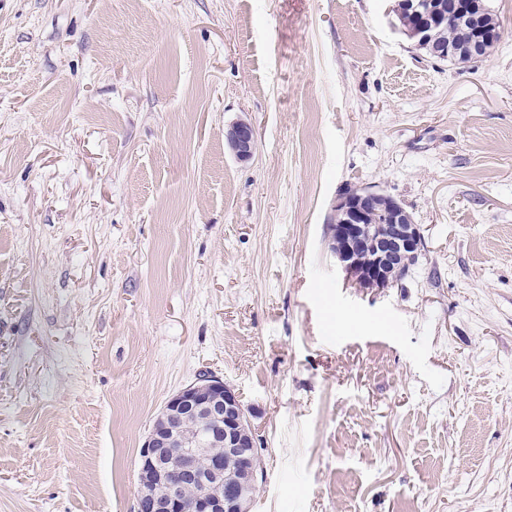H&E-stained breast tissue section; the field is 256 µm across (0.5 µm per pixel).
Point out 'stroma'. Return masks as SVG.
<instances>
[{
    "instance_id": "35a3bbf8",
    "label": "stroma",
    "mask_w": 512,
    "mask_h": 512,
    "mask_svg": "<svg viewBox=\"0 0 512 512\" xmlns=\"http://www.w3.org/2000/svg\"><path fill=\"white\" fill-rule=\"evenodd\" d=\"M488 4L502 37L462 67L394 0H0V512H136L204 369L251 414L253 512H512V0ZM349 187L423 230L394 287L325 248ZM224 140L238 160L246 161L253 156L255 133L250 123L239 121L231 124L224 132Z\"/></svg>"
}]
</instances>
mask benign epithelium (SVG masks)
<instances>
[{
    "label": "benign epithelium",
    "mask_w": 512,
    "mask_h": 512,
    "mask_svg": "<svg viewBox=\"0 0 512 512\" xmlns=\"http://www.w3.org/2000/svg\"><path fill=\"white\" fill-rule=\"evenodd\" d=\"M456 10L439 12L431 0H409L406 12L417 23L420 41L432 28L449 23L456 11H469L476 41L458 52L468 67L484 58L479 27L481 0H454ZM229 150L241 161L253 156L255 133L239 121L224 132ZM383 194L371 188L340 193L325 225L328 249L352 288L383 290L394 285L388 272L400 276L424 249L421 225L397 202L378 203ZM165 419L192 418L193 435L150 431L139 453L138 499L151 498L150 512H251L258 487L259 448L249 413L235 390L212 373L173 393L160 410Z\"/></svg>",
    "instance_id": "7a95c632"
}]
</instances>
